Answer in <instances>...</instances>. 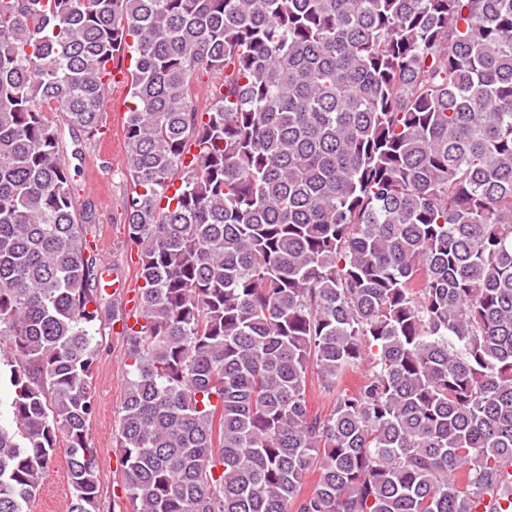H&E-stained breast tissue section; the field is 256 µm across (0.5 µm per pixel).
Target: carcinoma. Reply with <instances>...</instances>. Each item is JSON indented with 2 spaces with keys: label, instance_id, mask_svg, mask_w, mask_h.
<instances>
[{
  "label": "carcinoma",
  "instance_id": "1",
  "mask_svg": "<svg viewBox=\"0 0 512 512\" xmlns=\"http://www.w3.org/2000/svg\"><path fill=\"white\" fill-rule=\"evenodd\" d=\"M127 54L130 512H508L512 0H0V512L60 444L98 512L94 325L126 317L47 113L95 131Z\"/></svg>",
  "mask_w": 512,
  "mask_h": 512
}]
</instances>
